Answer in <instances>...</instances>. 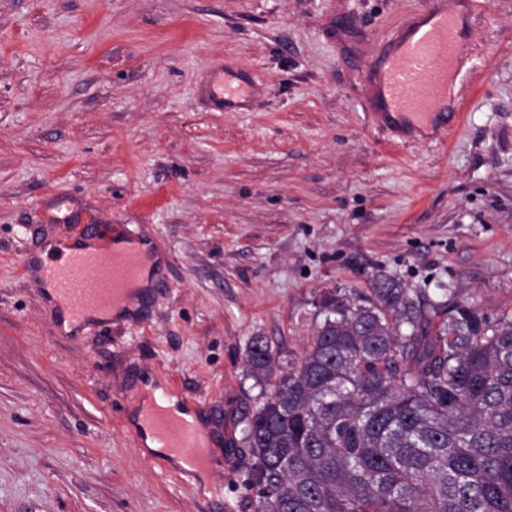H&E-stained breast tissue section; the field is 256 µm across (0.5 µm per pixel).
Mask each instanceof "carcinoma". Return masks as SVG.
Instances as JSON below:
<instances>
[{"mask_svg":"<svg viewBox=\"0 0 512 512\" xmlns=\"http://www.w3.org/2000/svg\"><path fill=\"white\" fill-rule=\"evenodd\" d=\"M318 315L284 373L248 346L253 512H512V320L450 316L387 275Z\"/></svg>","mask_w":512,"mask_h":512,"instance_id":"cac0c4a2","label":"carcinoma"}]
</instances>
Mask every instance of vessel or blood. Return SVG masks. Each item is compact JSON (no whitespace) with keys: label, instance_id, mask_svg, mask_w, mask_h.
Wrapping results in <instances>:
<instances>
[{"label":"vessel or blood","instance_id":"b4317fda","mask_svg":"<svg viewBox=\"0 0 512 512\" xmlns=\"http://www.w3.org/2000/svg\"><path fill=\"white\" fill-rule=\"evenodd\" d=\"M476 0H434L431 8L404 21L383 45L373 47L365 68L370 118L397 140L447 141L464 121L467 97L456 92L462 79L469 21ZM207 109H224V68L210 64L200 82ZM141 249L113 250L85 247L64 261L22 259L25 275L50 297L46 312L51 320L68 314L77 323L94 312L122 301L125 286L141 267ZM145 421L155 440L172 448L187 470L206 468L211 450L207 433L197 422L147 410Z\"/></svg>","mask_w":512,"mask_h":512}]
</instances>
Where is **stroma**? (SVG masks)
<instances>
[{
	"instance_id": "stroma-1",
	"label": "stroma",
	"mask_w": 512,
	"mask_h": 512,
	"mask_svg": "<svg viewBox=\"0 0 512 512\" xmlns=\"http://www.w3.org/2000/svg\"><path fill=\"white\" fill-rule=\"evenodd\" d=\"M429 2L0 0V512H252L248 345L300 362L330 289L388 275L512 316V0H479L484 77L448 143L367 116L370 43ZM216 57L260 82L224 112L199 99ZM92 214L169 286L145 323L73 336L20 261ZM169 387L209 432L205 475L135 437Z\"/></svg>"
}]
</instances>
